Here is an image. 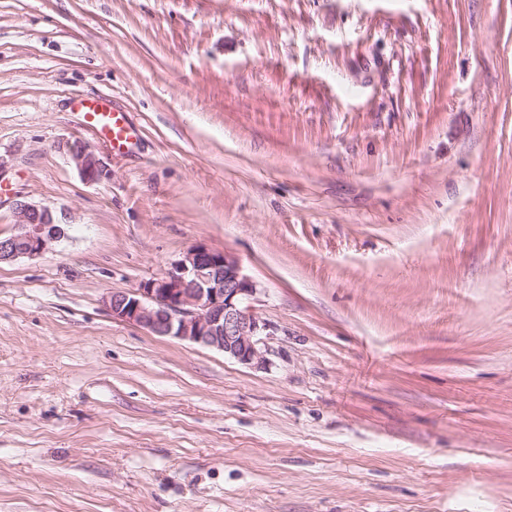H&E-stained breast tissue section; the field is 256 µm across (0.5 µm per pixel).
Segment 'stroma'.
<instances>
[{
	"label": "stroma",
	"instance_id": "1",
	"mask_svg": "<svg viewBox=\"0 0 512 512\" xmlns=\"http://www.w3.org/2000/svg\"><path fill=\"white\" fill-rule=\"evenodd\" d=\"M0 158L67 227L0 263V512H512V0H0ZM200 242L265 367L106 309ZM84 121L95 128L110 142L114 149L132 144L135 131L126 118V112L108 107L105 103H81ZM68 152L85 181L96 182L101 180L103 169L96 155L87 145L78 141L70 143Z\"/></svg>",
	"mask_w": 512,
	"mask_h": 512
}]
</instances>
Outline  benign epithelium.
Here are the masks:
<instances>
[{"label": "benign epithelium", "mask_w": 512, "mask_h": 512, "mask_svg": "<svg viewBox=\"0 0 512 512\" xmlns=\"http://www.w3.org/2000/svg\"><path fill=\"white\" fill-rule=\"evenodd\" d=\"M68 152L85 181L101 180L103 169L87 145L71 143ZM15 214L12 233L0 239V262L37 257L63 233L47 207L18 201ZM257 292L236 256L197 244L162 276L136 288L108 292L104 304L115 320L260 367L266 363L261 344L269 324L252 305Z\"/></svg>", "instance_id": "7a95c632"}]
</instances>
